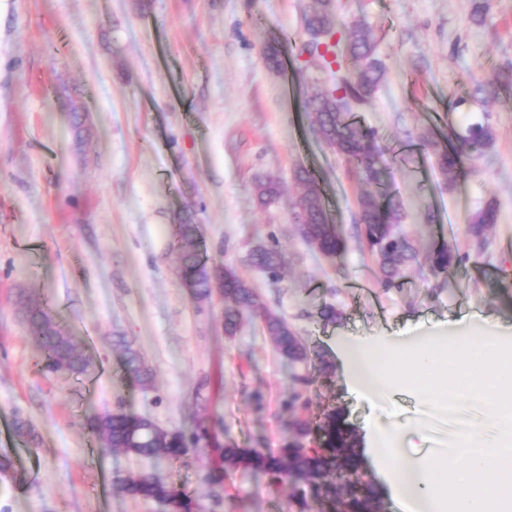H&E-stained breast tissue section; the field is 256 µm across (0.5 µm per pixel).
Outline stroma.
<instances>
[{
  "instance_id": "1",
  "label": "stroma",
  "mask_w": 512,
  "mask_h": 512,
  "mask_svg": "<svg viewBox=\"0 0 512 512\" xmlns=\"http://www.w3.org/2000/svg\"><path fill=\"white\" fill-rule=\"evenodd\" d=\"M314 0H6L0 8V453L24 482L0 475V512H161L120 492V480L150 473L184 488L194 512H288L291 488L267 474L237 471L208 482L217 450L231 440L272 450L289 433L283 403L294 374L312 376L311 414L343 405L365 429L375 417L336 364L349 336L407 340L455 329L512 336V0H494L483 24L471 0H335L342 20L368 28L385 77L353 111L391 154L381 193L400 204L403 232L422 251L448 245L469 260L447 275L411 271L381 288L373 258L353 232L366 188L356 166L311 130L305 99L328 86L300 50ZM283 41L285 68L264 48ZM497 97L474 101L477 84ZM466 98L467 104L454 102ZM491 125L490 165L448 184L418 135ZM315 172L334 224L347 240L340 259L311 250L292 222L296 167ZM273 174L281 195L267 207L256 177ZM495 203L498 221L477 252L472 216ZM198 224L210 261L232 265L297 336L335 367L283 358L260 318L243 313L224 332V305L184 288L170 233L181 213ZM276 240L279 281L244 261ZM48 305L91 359L87 373L43 369L18 295ZM332 305L335 322L320 317ZM139 353L144 381L125 369ZM403 445L432 449L414 427L416 398H394ZM123 411L183 432L178 460L102 448L88 417ZM35 441L13 432L16 419Z\"/></svg>"
}]
</instances>
